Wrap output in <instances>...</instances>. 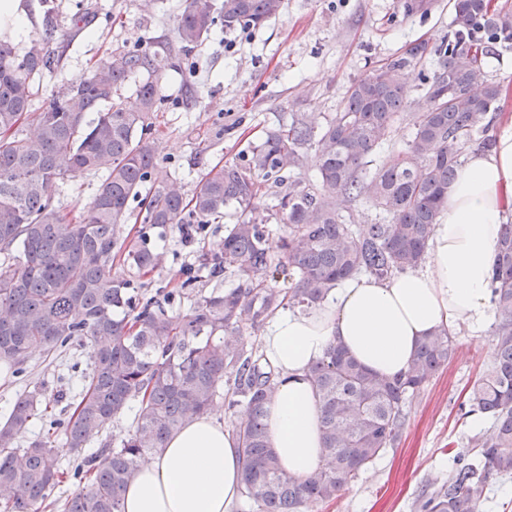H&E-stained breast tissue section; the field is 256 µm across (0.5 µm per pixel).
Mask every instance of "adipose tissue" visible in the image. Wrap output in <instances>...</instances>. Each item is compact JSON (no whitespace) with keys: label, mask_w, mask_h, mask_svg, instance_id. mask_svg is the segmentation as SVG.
Segmentation results:
<instances>
[{"label":"adipose tissue","mask_w":512,"mask_h":512,"mask_svg":"<svg viewBox=\"0 0 512 512\" xmlns=\"http://www.w3.org/2000/svg\"><path fill=\"white\" fill-rule=\"evenodd\" d=\"M488 148L471 147L448 192L429 243L426 267L378 281L357 277L320 307L276 315L263 348L279 372L267 408L268 440L280 467L307 477L320 464L319 409L310 366L330 343L372 371L407 369L425 336L465 327L485 333L493 320L489 288L500 230L512 212V114L496 120ZM242 465L219 413L207 412L172 434L145 460L123 494V512H238Z\"/></svg>","instance_id":"1"}]
</instances>
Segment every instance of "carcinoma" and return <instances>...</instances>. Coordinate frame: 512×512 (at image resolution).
<instances>
[{"label":"carcinoma","mask_w":512,"mask_h":512,"mask_svg":"<svg viewBox=\"0 0 512 512\" xmlns=\"http://www.w3.org/2000/svg\"><path fill=\"white\" fill-rule=\"evenodd\" d=\"M284 0H188L172 38L158 49L115 52L92 70L62 84L45 108L32 111L35 85L58 66L46 43L18 54L0 36V364L25 372L32 353L61 354L75 340L91 350V371L64 419L57 396L39 385L20 393L0 423V512H122V493L140 464L174 432L207 413L225 395L245 403L247 420L232 430L243 459V496L249 512H304L335 501L340 492L394 447L406 407L455 354L454 336L424 337L407 370L395 377L369 371L339 344L328 347L309 375L320 411L322 459L304 479L285 472L270 448L265 417L278 373L243 340V328L263 324L281 309L308 311L340 283L367 275L384 280L415 270L448 201V189L470 141L488 136L502 89L488 79L483 58L512 45V11L490 0H454L448 41H424L354 80L339 112L323 124L305 114L267 131L238 160L217 163L192 195L161 164L148 135L161 100L159 74L172 50L202 44L216 22L226 31L251 32L279 15ZM441 61L431 76L415 75L427 55ZM423 80L425 104L410 112L408 83ZM134 82L138 105L120 91ZM33 118L36 132L21 133ZM412 122L406 149L389 154L370 180L371 154L393 125ZM320 156L317 182L288 173L301 151ZM99 180L87 210L62 213L54 195L67 179ZM366 199L378 212L372 224H350V204ZM152 227H187L229 219L219 251L201 266L231 270L245 286L213 291L184 308L146 296L119 263L138 273L156 269L152 249L122 237L130 203ZM287 227L280 253L266 246L270 220ZM286 277L291 287L279 288ZM490 301L493 361L474 382L465 415L492 421L477 452L457 451L445 480L428 483L414 512H483L482 493L512 475V222L502 225ZM134 411L118 446L81 452L114 421ZM47 432L20 448L34 423ZM63 448L73 453L62 461ZM76 489L62 499L50 493Z\"/></svg>","instance_id":"1"}]
</instances>
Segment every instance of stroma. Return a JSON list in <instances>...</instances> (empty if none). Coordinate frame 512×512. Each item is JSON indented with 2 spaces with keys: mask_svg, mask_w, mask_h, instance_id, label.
Here are the masks:
<instances>
[{
  "mask_svg": "<svg viewBox=\"0 0 512 512\" xmlns=\"http://www.w3.org/2000/svg\"><path fill=\"white\" fill-rule=\"evenodd\" d=\"M188 0H21L26 38L14 41L24 53L32 40L62 50L54 74L39 82L36 105L49 104L59 87L115 52L170 36ZM452 0H430L426 14L404 15L401 0H285L283 13L252 34L215 26L189 54L172 57L160 78L163 100L152 135L164 166L192 192L202 173L219 161L238 159L247 143L295 112L326 121L351 82L376 65L401 55L417 40L439 46L448 37ZM193 107H186L187 97ZM224 227L207 225L193 242L180 228L134 224L128 244L162 255L145 276L149 289L181 288L202 250L215 248ZM457 353L408 408L394 446L341 497L315 512H413L428 479L447 475V449L469 450L491 423L462 416L459 405L493 356L490 336L455 334ZM91 364L89 348L72 346L56 358L31 356L27 373L0 374V421L27 384L47 382L52 394L72 399Z\"/></svg>",
  "mask_w": 512,
  "mask_h": 512,
  "instance_id": "1",
  "label": "stroma"
}]
</instances>
